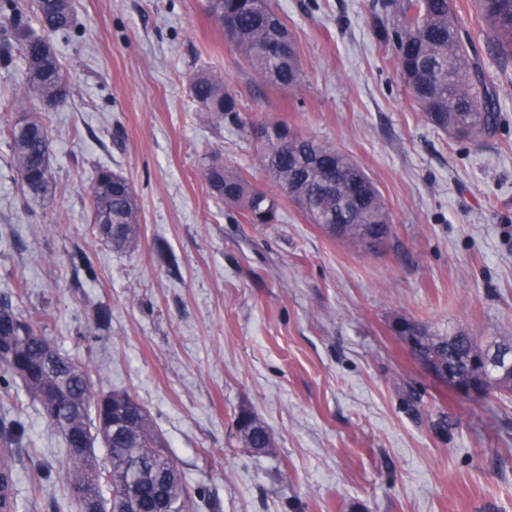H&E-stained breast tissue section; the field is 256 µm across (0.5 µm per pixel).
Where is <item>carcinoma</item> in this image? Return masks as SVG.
Here are the masks:
<instances>
[{
  "label": "carcinoma",
  "instance_id": "1",
  "mask_svg": "<svg viewBox=\"0 0 512 512\" xmlns=\"http://www.w3.org/2000/svg\"><path fill=\"white\" fill-rule=\"evenodd\" d=\"M486 29L488 50L502 69L512 62V0H474ZM41 28L30 25L24 0H0V66L23 62L21 95L13 110L17 119L6 125L12 159L22 185L36 194L53 190L47 152L50 105H62L72 83L56 54L52 38L72 29V0H34ZM209 16H218L228 42L245 65L271 88L297 92L303 86L298 50L270 0H206ZM380 38L394 54L405 89L433 128L458 135L480 136L498 121L496 89L487 83L482 64L473 55L467 27L455 0H400L394 19L381 25ZM192 99L216 125L242 126L237 98L223 79L201 72L191 82ZM278 127L288 141L266 135L257 142L263 167L307 221L328 237L364 247L382 245L392 234V216L375 182L348 155L312 136ZM203 177L224 202L240 209L252 224L278 221V200L241 172L219 163L204 165ZM92 224L115 249L137 243L138 200L128 181L110 168L98 169L92 185ZM405 342L417 359L451 363L476 381L484 395L512 393L511 341L483 343L469 332L431 336L418 322L405 321ZM52 344L44 328H36L9 299L0 301V369L20 380L42 405L49 425L64 438L66 486L80 488L102 503V512H142L155 479L162 478L171 512H184L188 499L182 475L156 429L151 415L125 392L96 393L90 371L63 355L30 377L21 357H36ZM493 353L483 365L469 368L476 355ZM236 432L246 448L265 452L273 447L270 431L252 414L242 412ZM23 433L18 422L4 432L0 448V499L9 500L13 468L11 446ZM106 449L101 466L95 445ZM109 496H104L103 488Z\"/></svg>",
  "mask_w": 512,
  "mask_h": 512
}]
</instances>
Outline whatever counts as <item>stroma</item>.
Segmentation results:
<instances>
[{"label": "stroma", "mask_w": 512, "mask_h": 512, "mask_svg": "<svg viewBox=\"0 0 512 512\" xmlns=\"http://www.w3.org/2000/svg\"><path fill=\"white\" fill-rule=\"evenodd\" d=\"M387 2L271 0L299 47L296 99L243 65L205 0H74L76 27L53 39L73 92L50 114L52 193L22 190L0 137V299L49 309L46 336L96 390L148 409L190 512H512V396L460 395L397 330L512 339V70L456 0L500 121L466 140L433 129L376 37ZM201 71L255 124L349 154L392 215L386 247L329 238L286 200L279 223L252 224L214 194L206 161L267 178L250 128L215 126L192 100ZM101 165L138 195L133 249L92 228ZM100 309L107 327L86 334ZM244 410L268 451L238 440ZM17 421V512H78L61 437L0 371V430Z\"/></svg>", "instance_id": "obj_1"}]
</instances>
